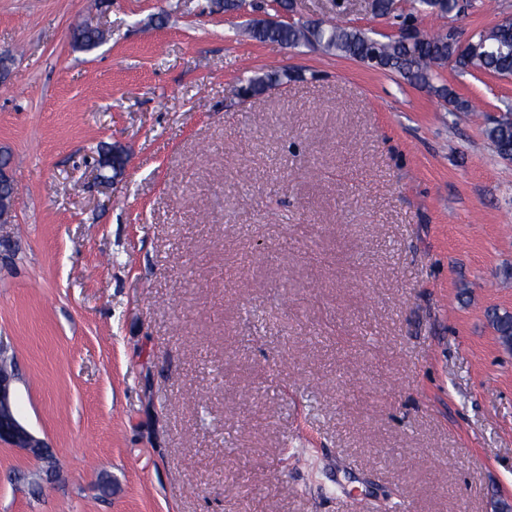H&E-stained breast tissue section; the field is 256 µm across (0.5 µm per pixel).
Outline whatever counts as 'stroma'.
<instances>
[{
	"label": "stroma",
	"mask_w": 512,
	"mask_h": 512,
	"mask_svg": "<svg viewBox=\"0 0 512 512\" xmlns=\"http://www.w3.org/2000/svg\"><path fill=\"white\" fill-rule=\"evenodd\" d=\"M0 0V345L58 462L0 512H493L512 500V77L432 86L246 32L254 0ZM289 23L397 37L367 0ZM512 0L447 18L477 40ZM111 30L90 50L74 25ZM289 78L253 98L242 77ZM474 103L456 111L434 92ZM126 158L112 188L101 148ZM494 120L486 129V134L498 155L512 159V113Z\"/></svg>",
	"instance_id": "1"
}]
</instances>
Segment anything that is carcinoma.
<instances>
[{"instance_id": "1", "label": "carcinoma", "mask_w": 512, "mask_h": 512, "mask_svg": "<svg viewBox=\"0 0 512 512\" xmlns=\"http://www.w3.org/2000/svg\"><path fill=\"white\" fill-rule=\"evenodd\" d=\"M416 13L400 16L401 27H410L413 34L407 37L381 41L366 30L342 26L331 22L268 23L256 21L249 27L250 36L259 42H273L293 47L311 46L323 52L352 59L383 70L395 71L411 83L431 85V81L448 63L460 71L480 70L498 76H512V18H504L490 31L465 46L456 34L445 30L427 36L417 28V15L437 16L464 12L460 0H416ZM104 38L96 28H81L72 32L75 46L91 49ZM290 78L286 71L273 70L248 76L243 91L248 96L264 94L269 89ZM486 134L498 155L512 159V113L493 121ZM489 322L498 338L508 343L512 338V315L492 312Z\"/></svg>"}]
</instances>
